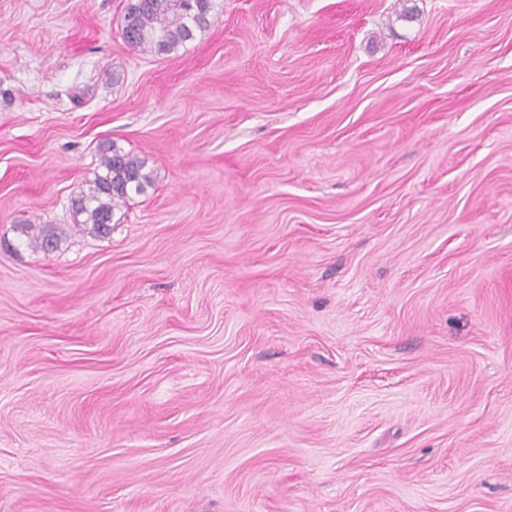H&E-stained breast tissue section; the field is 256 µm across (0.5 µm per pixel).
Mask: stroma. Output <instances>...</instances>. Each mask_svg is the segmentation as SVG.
I'll list each match as a JSON object with an SVG mask.
<instances>
[{
    "mask_svg": "<svg viewBox=\"0 0 512 512\" xmlns=\"http://www.w3.org/2000/svg\"><path fill=\"white\" fill-rule=\"evenodd\" d=\"M125 4L0 0V512H512V0ZM212 0H127L121 25L134 50L172 53L209 23ZM153 184L146 162L109 142L100 147L99 164L86 188L70 199L74 227L90 225L89 231L99 237L112 230V215L118 203L133 195H141ZM14 230L27 239V245L44 252H52L59 247L63 230L53 224H18Z\"/></svg>",
    "mask_w": 512,
    "mask_h": 512,
    "instance_id": "stroma-1",
    "label": "stroma"
}]
</instances>
